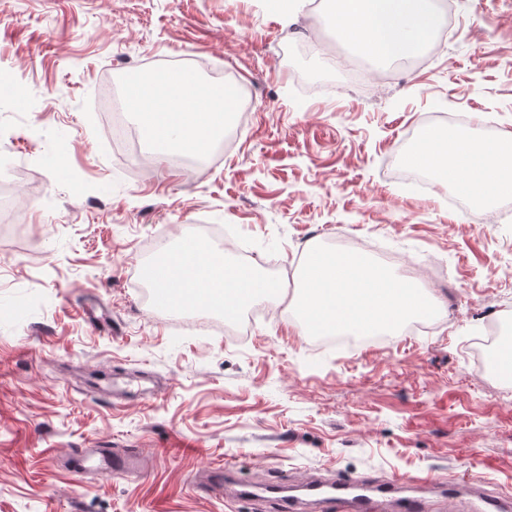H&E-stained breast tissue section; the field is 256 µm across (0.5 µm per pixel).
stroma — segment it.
I'll list each match as a JSON object with an SVG mask.
<instances>
[{
    "mask_svg": "<svg viewBox=\"0 0 512 512\" xmlns=\"http://www.w3.org/2000/svg\"><path fill=\"white\" fill-rule=\"evenodd\" d=\"M451 3L444 40L380 61L308 4L287 24L272 0H0V70L22 88L0 94V186L20 200L0 222V512H278L210 488L227 463L255 483L402 477L425 497L426 474L479 472L512 496V379L471 349L512 322V198L452 208L451 184L394 167L432 114L460 113L490 150L512 135V0ZM171 61L202 83L227 72L250 109L205 174L115 155L113 65ZM202 224L273 279L320 238L372 241L417 263L391 272L441 310L352 349L314 345L294 310L239 345L236 316L165 318L138 286L148 253ZM75 448L150 467L78 473Z\"/></svg>",
    "mask_w": 512,
    "mask_h": 512,
    "instance_id": "1",
    "label": "stroma"
}]
</instances>
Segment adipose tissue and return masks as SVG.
<instances>
[{
  "mask_svg": "<svg viewBox=\"0 0 512 512\" xmlns=\"http://www.w3.org/2000/svg\"><path fill=\"white\" fill-rule=\"evenodd\" d=\"M332 4L345 22L343 37L374 59L410 55L444 23L436 0H332ZM232 103V91L197 89L170 75L129 84L126 92V104L141 115L147 138L160 145L174 138L191 152L205 149ZM424 140L428 149L416 160L440 171L444 180L462 184L470 196L482 201L512 195L511 137L491 154L476 137L451 140L431 130ZM152 284L177 300L203 299L206 310L224 314L278 291L277 283L252 269L229 265L223 252L203 244L156 265ZM426 305L416 288L359 258L316 250L307 254L299 323L303 333L354 330L371 335L397 327Z\"/></svg>",
  "mask_w": 512,
  "mask_h": 512,
  "instance_id": "1",
  "label": "adipose tissue"
}]
</instances>
